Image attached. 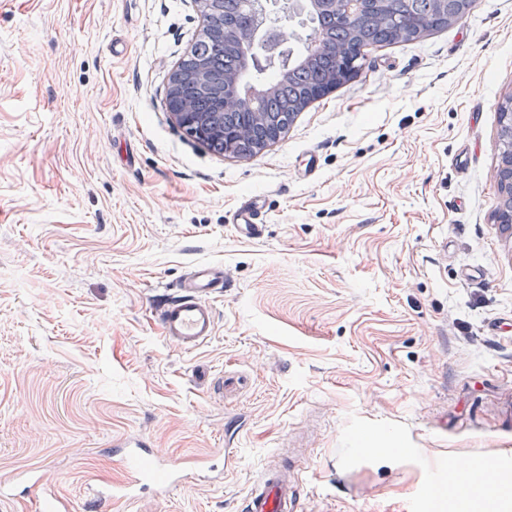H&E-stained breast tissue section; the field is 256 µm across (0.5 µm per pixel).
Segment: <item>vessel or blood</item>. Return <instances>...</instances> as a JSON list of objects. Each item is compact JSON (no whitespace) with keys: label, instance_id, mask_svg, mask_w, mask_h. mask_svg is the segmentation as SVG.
I'll list each match as a JSON object with an SVG mask.
<instances>
[{"label":"vessel or blood","instance_id":"b4317fda","mask_svg":"<svg viewBox=\"0 0 512 512\" xmlns=\"http://www.w3.org/2000/svg\"><path fill=\"white\" fill-rule=\"evenodd\" d=\"M258 214L256 198L241 201L233 215L237 232L255 237ZM223 286V265L211 262L195 264L181 282L178 294L164 303L160 310L158 323L164 339L186 352L203 346L215 333L214 299ZM141 461L150 462L156 475L169 479L177 471L176 465L167 461L159 450L143 447L139 442L130 444L124 458L129 477L114 486L115 498L127 500L137 497L145 487L146 482L137 467ZM295 469L294 459L288 457L267 466L245 496L241 512H297L299 491L293 477Z\"/></svg>","mask_w":512,"mask_h":512}]
</instances>
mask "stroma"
I'll use <instances>...</instances> for the list:
<instances>
[{
    "instance_id": "stroma-1",
    "label": "stroma",
    "mask_w": 512,
    "mask_h": 512,
    "mask_svg": "<svg viewBox=\"0 0 512 512\" xmlns=\"http://www.w3.org/2000/svg\"><path fill=\"white\" fill-rule=\"evenodd\" d=\"M196 0H0V486L68 512H237L288 452L299 512H452L448 465L512 512V228L495 217L512 0L373 50L249 159L172 120ZM262 200L260 236L232 225ZM224 266L212 338L156 313ZM143 440L216 476L130 502Z\"/></svg>"
}]
</instances>
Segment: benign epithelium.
Returning a JSON list of instances; mask_svg holds the SVG:
<instances>
[{
    "instance_id": "obj_1",
    "label": "benign epithelium",
    "mask_w": 512,
    "mask_h": 512,
    "mask_svg": "<svg viewBox=\"0 0 512 512\" xmlns=\"http://www.w3.org/2000/svg\"><path fill=\"white\" fill-rule=\"evenodd\" d=\"M201 17L207 31L215 30L224 37V43L239 45L245 49V66L226 74L222 85L232 88L224 93V108L245 111L258 120L266 117L257 111L255 104L275 91L272 83L253 79L262 72L263 63H273L284 55L286 42L284 28L294 14L303 11L311 14L334 10L343 17H353L366 7H371L374 18L383 23L386 20L387 0H270L274 6H266L261 0L253 23L243 29L230 23L224 16V0H197ZM475 0H432L434 14L442 23H453L463 19L473 10ZM360 73L358 69L342 68L323 85L307 90L300 108L332 93L337 84H342ZM211 72L200 64L192 70L176 67L169 80L167 105L175 123L191 136L205 142L213 132L211 118L195 110L193 100L184 93L187 85L205 89L211 85ZM498 144L501 146L499 163L492 177L500 190L497 219L501 224L512 226V97L509 111L501 113L498 125Z\"/></svg>"
}]
</instances>
